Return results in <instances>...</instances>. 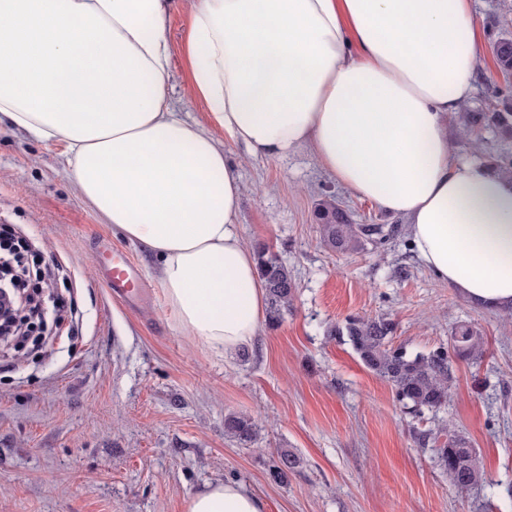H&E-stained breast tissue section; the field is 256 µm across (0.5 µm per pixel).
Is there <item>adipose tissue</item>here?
<instances>
[{"label":"adipose tissue","instance_id":"ef3b65f1","mask_svg":"<svg viewBox=\"0 0 512 512\" xmlns=\"http://www.w3.org/2000/svg\"><path fill=\"white\" fill-rule=\"evenodd\" d=\"M171 0H0V117L64 143L82 197L157 260L166 305L219 354L265 322L240 182L169 93ZM190 79L253 156L309 149L339 185L404 217L459 295L512 309V180L458 158L449 121L479 60L473 0H193ZM187 512H266L237 482Z\"/></svg>","mask_w":512,"mask_h":512}]
</instances>
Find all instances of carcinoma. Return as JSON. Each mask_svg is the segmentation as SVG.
<instances>
[{
    "mask_svg": "<svg viewBox=\"0 0 512 512\" xmlns=\"http://www.w3.org/2000/svg\"><path fill=\"white\" fill-rule=\"evenodd\" d=\"M492 54L497 68L512 74V38L503 37L493 44ZM491 131L502 140L512 138V108L502 112H468L465 115L462 136L480 146L482 133ZM316 221L321 239L326 246L340 253L356 252L364 242L374 238L385 241L384 226L380 224H354L333 196L317 203ZM258 269L265 281L269 304V320L276 324L291 307L296 285L288 267L279 259L267 255L265 248L257 247ZM394 323L384 317L348 316L333 327L331 333L345 337L362 363L387 381L395 391L397 401L408 413L416 416L424 411L436 412L448 404L454 379L449 353L464 360H477L483 356L484 340L473 327L461 325L455 329L449 347L440 346L424 354H410L404 347H393ZM224 433L243 445L256 441L257 426L242 414L224 416ZM444 442H439L440 437ZM418 442L426 446L439 443L437 454L440 464L448 470L454 485L467 489L485 479V471L475 449L467 439L443 425L438 434L420 433ZM301 459L294 452L281 451L269 470L270 478L282 483L288 474L299 468Z\"/></svg>",
    "mask_w": 512,
    "mask_h": 512,
    "instance_id": "carcinoma-1",
    "label": "carcinoma"
}]
</instances>
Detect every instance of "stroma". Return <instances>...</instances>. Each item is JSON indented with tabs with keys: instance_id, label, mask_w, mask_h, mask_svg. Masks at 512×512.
<instances>
[{
	"instance_id": "stroma-1",
	"label": "stroma",
	"mask_w": 512,
	"mask_h": 512,
	"mask_svg": "<svg viewBox=\"0 0 512 512\" xmlns=\"http://www.w3.org/2000/svg\"><path fill=\"white\" fill-rule=\"evenodd\" d=\"M189 2L176 0L168 24L169 94L223 142L240 176L241 232L291 271L293 307L244 352L193 342L164 304L154 260L78 193L62 143L1 122L0 224L21 227L56 267L50 285L75 333L0 347V512H186L190 493L224 481L248 486L267 512H512V322L437 279L404 218L338 185L309 151L273 160L226 140L190 83ZM475 19L481 66L468 112L512 84L491 53L512 38V0H475ZM329 194L354 223L395 225L397 236L336 253L315 218ZM101 244L130 257L145 298L113 297L95 260ZM349 315L393 320L394 344L422 353L468 324L486 353L454 359L447 407L414 416L331 335ZM231 412L254 419L255 444L225 436ZM445 423L476 450L483 485L457 489L435 448L416 443ZM283 449L302 464L277 484L268 472Z\"/></svg>"
}]
</instances>
